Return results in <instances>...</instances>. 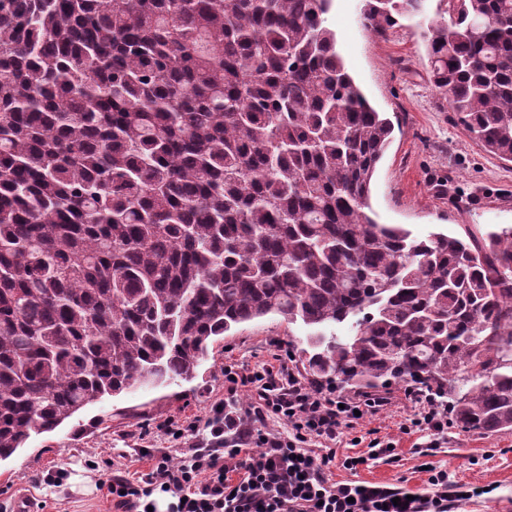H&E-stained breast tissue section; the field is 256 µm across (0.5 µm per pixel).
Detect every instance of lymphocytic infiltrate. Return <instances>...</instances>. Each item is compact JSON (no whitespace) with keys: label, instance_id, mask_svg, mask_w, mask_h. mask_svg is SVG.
<instances>
[{"label":"lymphocytic infiltrate","instance_id":"f902f5d3","mask_svg":"<svg viewBox=\"0 0 512 512\" xmlns=\"http://www.w3.org/2000/svg\"><path fill=\"white\" fill-rule=\"evenodd\" d=\"M254 388L257 404L240 406L239 387ZM225 399L207 418L188 417L163 424L171 441L181 443L179 459L160 452L148 473L132 479L105 471L101 483L115 512H148L155 493L170 494L171 512H448V474L430 477V498L399 502V489L329 478L334 443L356 421V402L324 393L295 375L285 354L257 368L224 366ZM417 410L412 430L429 437L448 431V410L436 400L411 392ZM283 421L284 429L269 427ZM326 443L324 454L307 449L310 440Z\"/></svg>","mask_w":512,"mask_h":512}]
</instances>
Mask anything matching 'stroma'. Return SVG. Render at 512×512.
I'll list each match as a JSON object with an SVG mask.
<instances>
[{
    "label": "stroma",
    "mask_w": 512,
    "mask_h": 512,
    "mask_svg": "<svg viewBox=\"0 0 512 512\" xmlns=\"http://www.w3.org/2000/svg\"><path fill=\"white\" fill-rule=\"evenodd\" d=\"M363 0H333L328 23L346 65L366 97L394 124L393 139L377 166L370 206L379 223L401 224L414 236L462 235L512 227V162L486 152L462 130L429 80L423 29L402 18L388 35L367 29ZM307 332L277 316L238 326L211 348L192 382L138 385L34 437L27 448L0 463V512L15 494L27 495L39 512H114L100 476L114 464L137 477L148 472L149 452L170 447L163 424L190 415L208 416L224 397V365L258 367L270 361L275 343L288 347V365L302 371ZM390 402L366 413L336 441L333 480L385 484L428 495L431 469L447 471L466 486L448 512H512V431L468 432L449 424L439 442L408 432L414 402L400 385ZM384 453L372 456L373 443ZM349 457L362 465L346 468Z\"/></svg>",
    "instance_id": "1"
}]
</instances>
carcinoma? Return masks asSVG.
<instances>
[{
    "label": "carcinoma",
    "mask_w": 512,
    "mask_h": 512,
    "mask_svg": "<svg viewBox=\"0 0 512 512\" xmlns=\"http://www.w3.org/2000/svg\"><path fill=\"white\" fill-rule=\"evenodd\" d=\"M332 0H0V462L106 397L190 381L268 315L308 373L413 382L512 430V228L418 239L368 214L394 124ZM430 79L512 161V0H445ZM426 20L367 0L364 25ZM331 326L346 334L327 335Z\"/></svg>",
    "instance_id": "obj_1"
}]
</instances>
